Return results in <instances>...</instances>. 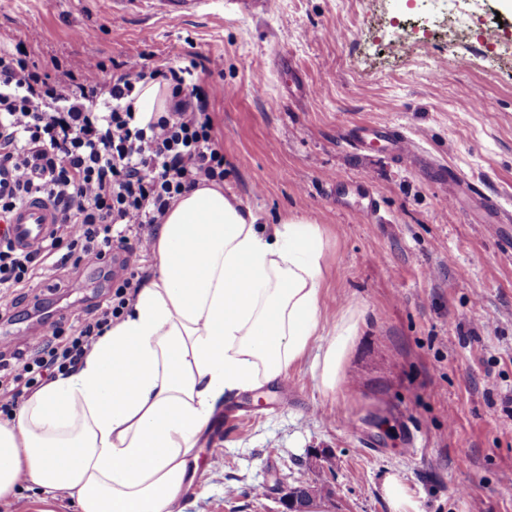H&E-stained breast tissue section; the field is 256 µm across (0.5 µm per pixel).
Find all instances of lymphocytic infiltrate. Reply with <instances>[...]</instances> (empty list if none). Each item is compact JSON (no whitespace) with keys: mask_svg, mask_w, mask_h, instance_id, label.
Wrapping results in <instances>:
<instances>
[{"mask_svg":"<svg viewBox=\"0 0 512 512\" xmlns=\"http://www.w3.org/2000/svg\"><path fill=\"white\" fill-rule=\"evenodd\" d=\"M102 61L50 73L28 49H0V223L39 198L59 222L40 246L16 248L0 230V299L56 262L106 263L125 253L107 303L71 329L50 323L32 351L0 364V417L13 419L44 381L74 371L135 299L139 261L171 201L200 184L224 181V149L214 135L209 90L191 87L192 66L133 62L102 78ZM167 83L169 111H135L138 83Z\"/></svg>","mask_w":512,"mask_h":512,"instance_id":"obj_1","label":"lymphocytic infiltrate"}]
</instances>
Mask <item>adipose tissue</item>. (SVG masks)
Returning <instances> with one entry per match:
<instances>
[{
    "mask_svg": "<svg viewBox=\"0 0 512 512\" xmlns=\"http://www.w3.org/2000/svg\"><path fill=\"white\" fill-rule=\"evenodd\" d=\"M152 254L155 273L80 367L0 423V500L24 481L67 493L79 512H182L187 464L217 404L282 377L325 329L328 241L309 218L269 225L202 184L172 202ZM328 332L316 367L333 388L354 310Z\"/></svg>",
    "mask_w": 512,
    "mask_h": 512,
    "instance_id": "1",
    "label": "adipose tissue"
}]
</instances>
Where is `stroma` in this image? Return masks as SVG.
<instances>
[{"instance_id":"1","label":"stroma","mask_w":512,"mask_h":512,"mask_svg":"<svg viewBox=\"0 0 512 512\" xmlns=\"http://www.w3.org/2000/svg\"><path fill=\"white\" fill-rule=\"evenodd\" d=\"M169 9L0 0V46L24 37L39 62L97 58L111 74L192 57L204 87L222 57L210 113L225 191L267 223L322 224L324 323L358 314L341 387H324L309 355L217 407L184 512H288L298 477L330 512H512V222L487 224L481 206L490 196L512 213V56L483 41L487 28L512 37V9L485 0L482 25L453 46L435 0ZM111 286L93 261L43 270L0 303V351L32 350Z\"/></svg>"}]
</instances>
